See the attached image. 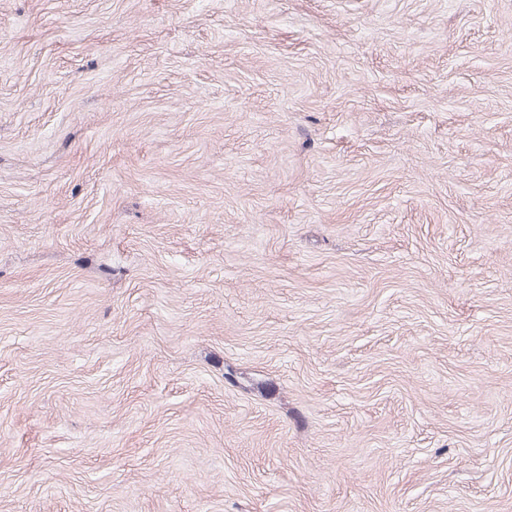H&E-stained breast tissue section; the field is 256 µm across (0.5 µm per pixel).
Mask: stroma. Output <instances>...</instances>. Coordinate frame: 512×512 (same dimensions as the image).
<instances>
[{
  "mask_svg": "<svg viewBox=\"0 0 512 512\" xmlns=\"http://www.w3.org/2000/svg\"><path fill=\"white\" fill-rule=\"evenodd\" d=\"M0 512H512V0H0Z\"/></svg>",
  "mask_w": 512,
  "mask_h": 512,
  "instance_id": "obj_1",
  "label": "stroma"
}]
</instances>
